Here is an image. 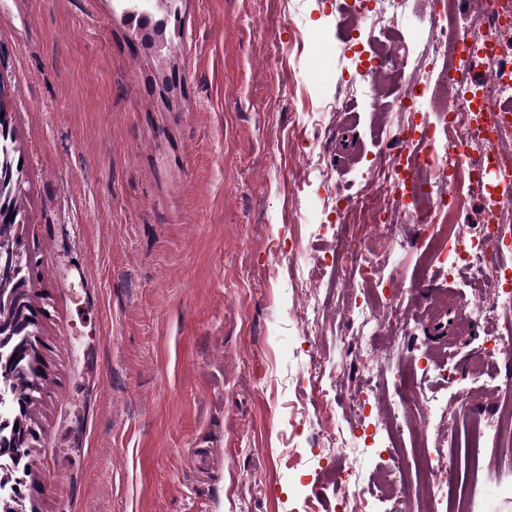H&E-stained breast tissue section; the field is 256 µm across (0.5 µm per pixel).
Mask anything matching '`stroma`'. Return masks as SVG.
I'll list each match as a JSON object with an SVG mask.
<instances>
[{
  "instance_id": "stroma-1",
  "label": "stroma",
  "mask_w": 512,
  "mask_h": 512,
  "mask_svg": "<svg viewBox=\"0 0 512 512\" xmlns=\"http://www.w3.org/2000/svg\"><path fill=\"white\" fill-rule=\"evenodd\" d=\"M112 4L0 0V110L42 308L38 512H336L341 500L385 512L360 489L387 483L386 449L408 426L424 429L436 450L425 476L445 487L449 459L467 465L473 419L496 420L505 399L502 363L471 369L512 312L443 353L415 288L438 277L442 303L464 310L467 282L426 260L420 224L389 238L352 206L345 234L313 235L310 205L326 191L298 162L305 136L337 192L371 197L368 174L405 122L385 103L414 75L391 66L377 83L365 70L373 44L398 55L426 38V0H403L373 44L336 0H182L180 28L158 33ZM349 238L397 281L416 351L385 361L388 317L363 351L343 344L359 304L377 301L342 259ZM302 253L337 259L319 293V383L282 353L306 346L310 291L288 277ZM363 362L379 404L357 447ZM481 455L476 493L498 489L494 512H512V447Z\"/></svg>"
}]
</instances>
